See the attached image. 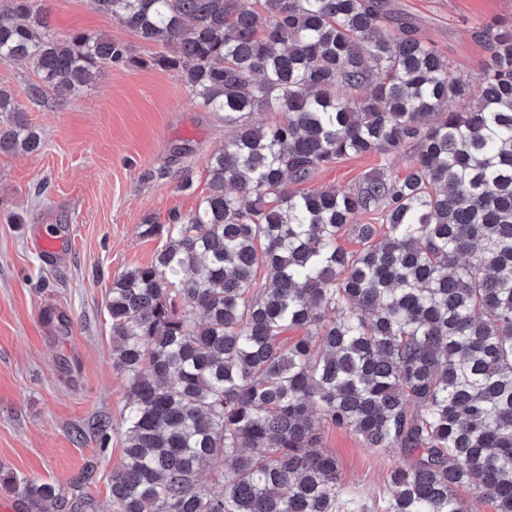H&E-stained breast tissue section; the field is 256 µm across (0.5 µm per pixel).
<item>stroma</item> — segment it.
I'll return each mask as SVG.
<instances>
[{"instance_id": "35a3bbf8", "label": "stroma", "mask_w": 512, "mask_h": 512, "mask_svg": "<svg viewBox=\"0 0 512 512\" xmlns=\"http://www.w3.org/2000/svg\"><path fill=\"white\" fill-rule=\"evenodd\" d=\"M423 37L473 83L488 53L477 27L512 19V0H391ZM52 30L103 33L127 44L142 67L102 69L74 97L32 100L34 64L0 61V87L13 92L39 152L0 151V467L58 486L87 463L96 474L84 492L97 512H113L110 484L122 440L102 443L98 419L119 421L128 397L124 373L112 366L105 299L113 278L150 264L163 241L142 224L186 214L208 191L207 160L229 131L203 111L180 74L151 65L162 46L94 10L89 0H47ZM405 174L408 155L382 161L353 156L321 170L307 189L357 188L382 164ZM154 170L151 179L144 170ZM192 185L177 186L179 171ZM53 232L66 245L56 263L34 250ZM322 445L335 454L348 487L375 497L385 490L395 456L367 448L347 430L325 428Z\"/></svg>"}]
</instances>
